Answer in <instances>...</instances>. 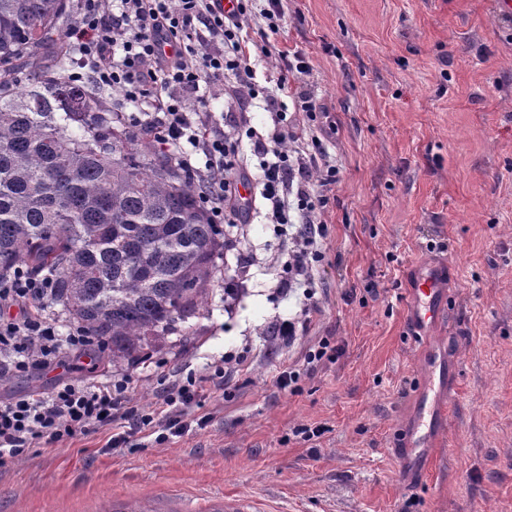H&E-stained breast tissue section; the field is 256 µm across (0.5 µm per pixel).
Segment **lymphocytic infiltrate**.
Here are the masks:
<instances>
[{"label": "lymphocytic infiltrate", "mask_w": 512, "mask_h": 512, "mask_svg": "<svg viewBox=\"0 0 512 512\" xmlns=\"http://www.w3.org/2000/svg\"><path fill=\"white\" fill-rule=\"evenodd\" d=\"M224 14L219 0H73L66 39L78 53L72 81L122 93L131 111L129 129L143 118L158 124L155 144L186 171L204 176L199 197L216 224H238L253 199L238 186L252 181L265 202V218L287 234L290 248L283 264L289 285L302 292L301 316L272 323L285 342L296 339L299 321L321 310L314 278L327 258L330 228L319 216L327 208L339 168L313 132L289 123L285 97L289 80L307 74L302 54H281L274 87L258 85L255 61L267 55L245 32L243 18L258 17L270 32L285 20L284 0H236ZM233 75L245 100L259 101L271 130L255 143L256 167H249L238 133L225 131L210 109V97ZM50 280L16 269L0 282V305L18 314H0V370L45 369L69 353H84L91 341L78 328L59 324L45 309ZM341 346L322 340L309 349L301 366H288L274 378L289 393L302 389L305 376L331 362ZM130 376L115 374L94 384H64L49 393L0 400V468L33 449L55 445L102 427H115L113 447L128 442V432L151 431L157 441L187 432L189 409L202 390L195 375L175 376L157 407H132ZM128 432H121V425Z\"/></svg>", "instance_id": "f902f5d3"}]
</instances>
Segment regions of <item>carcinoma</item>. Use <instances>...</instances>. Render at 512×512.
I'll list each match as a JSON object with an SVG mask.
<instances>
[{
    "label": "carcinoma",
    "mask_w": 512,
    "mask_h": 512,
    "mask_svg": "<svg viewBox=\"0 0 512 512\" xmlns=\"http://www.w3.org/2000/svg\"><path fill=\"white\" fill-rule=\"evenodd\" d=\"M69 10L0 0V278L52 280L49 304L119 370L207 303L222 244L199 178L69 80Z\"/></svg>",
    "instance_id": "1"
}]
</instances>
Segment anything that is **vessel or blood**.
<instances>
[{
    "label": "vessel or blood",
    "mask_w": 512,
    "mask_h": 512,
    "mask_svg": "<svg viewBox=\"0 0 512 512\" xmlns=\"http://www.w3.org/2000/svg\"><path fill=\"white\" fill-rule=\"evenodd\" d=\"M447 275L448 265L444 262L415 267L407 304L409 325L414 334L425 335L444 312L443 287ZM428 365L437 380L418 390L412 418L406 428L399 431L403 442L400 469L404 472L427 459L444 432L449 405L444 389L456 377L458 356L452 353L444 359L432 349L428 352Z\"/></svg>",
    "instance_id": "b4317fda"
}]
</instances>
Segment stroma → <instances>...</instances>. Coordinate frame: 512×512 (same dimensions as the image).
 <instances>
[{"label": "stroma", "instance_id": "35a3bbf8", "mask_svg": "<svg viewBox=\"0 0 512 512\" xmlns=\"http://www.w3.org/2000/svg\"><path fill=\"white\" fill-rule=\"evenodd\" d=\"M279 33L244 26L271 51L305 54L340 167L322 219L321 311L293 347L268 326L299 310L282 281L288 242L261 213L225 248L206 306L151 339L124 370L139 408L173 371L204 383V428L157 443L111 428L37 448L0 469V512H512V12L498 0H287ZM445 260L449 303L431 333L459 351L445 432L425 476L403 477L397 425L423 377L407 322L408 272ZM325 336L343 347L291 394L273 380ZM244 356L236 364V356ZM88 354L14 375L0 399L91 384ZM301 427L319 429L306 441Z\"/></svg>", "mask_w": 512, "mask_h": 512}]
</instances>
